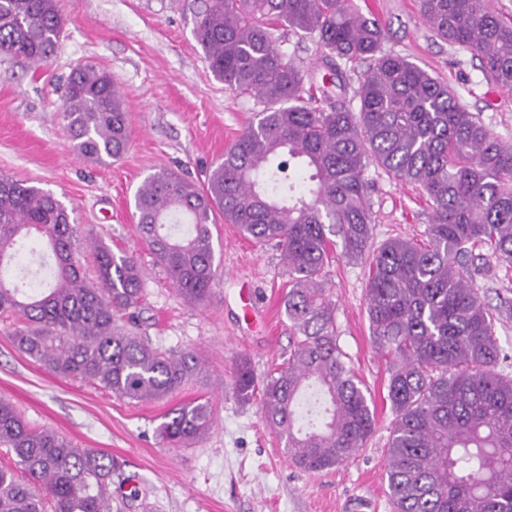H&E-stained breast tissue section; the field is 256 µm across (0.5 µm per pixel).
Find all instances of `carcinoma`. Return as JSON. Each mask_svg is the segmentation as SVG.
Segmentation results:
<instances>
[{"label": "carcinoma", "mask_w": 512, "mask_h": 512, "mask_svg": "<svg viewBox=\"0 0 512 512\" xmlns=\"http://www.w3.org/2000/svg\"><path fill=\"white\" fill-rule=\"evenodd\" d=\"M433 35L480 58L486 79L512 89V19L492 0H418ZM64 27L56 0H0V53L41 63ZM316 40L323 88L285 58L277 28ZM193 36L214 76L261 110L198 186L173 171L135 194L142 241L190 303L215 277L211 226L222 217L246 239L274 242L288 268L284 298L296 331L288 360L262 382L239 359L235 398L258 400L291 461L306 472L353 457L374 430L371 393L336 342L326 266L336 248L369 260L367 316L387 367L393 410L387 451L395 512H512V376L496 315L476 282L512 267V146L458 100L448 82L381 50V24L351 0H201ZM369 61L353 108L349 63ZM72 149L97 164L130 147L129 115L112 77L76 69L62 95ZM417 186L427 239L375 245L365 172ZM73 212L53 193L0 175V317H14L17 349L45 371L153 402L199 375L194 352H166L139 336L144 270L97 243L96 280L73 256ZM37 233L48 279L24 266ZM213 425L210 402L169 410L157 429L185 448ZM0 512H112V456L30 426L0 399Z\"/></svg>", "instance_id": "cac0c4a2"}]
</instances>
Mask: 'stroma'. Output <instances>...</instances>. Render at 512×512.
<instances>
[{
  "instance_id": "35a3bbf8",
  "label": "stroma",
  "mask_w": 512,
  "mask_h": 512,
  "mask_svg": "<svg viewBox=\"0 0 512 512\" xmlns=\"http://www.w3.org/2000/svg\"><path fill=\"white\" fill-rule=\"evenodd\" d=\"M386 31L384 51L406 57L456 90L512 143V90L488 82L478 57L439 40L416 0H353ZM65 19L58 47L34 65L0 54V174L54 193L75 217L74 257L95 276L93 241L135 254L145 270L139 333L161 349L200 355L205 368L168 398L120 399L98 385L48 374L12 344L11 320H0V398L34 427H49L76 447L123 461L125 474L146 490L132 507L113 497L112 512H348L366 499L370 512H394L386 460L394 419L385 362L375 348L366 312L368 264L341 257L326 268L335 303L336 340L370 391L375 427L350 460L306 472L262 420L257 404L238 402L231 383L239 357L256 379L285 362L294 330L284 307L288 269L277 246L245 239L235 225L213 226L217 274L208 301L190 304L144 245L134 196L161 169L203 183L212 161L241 134L259 107L213 75L193 34L192 0H58ZM108 72L131 116V144L109 165L77 157L61 116L62 88L79 68ZM375 213V242L421 239L429 209L416 186L372 167L366 173ZM256 288L265 317L242 320L239 290ZM210 401L213 427L191 448H170L156 430L171 408Z\"/></svg>"
}]
</instances>
